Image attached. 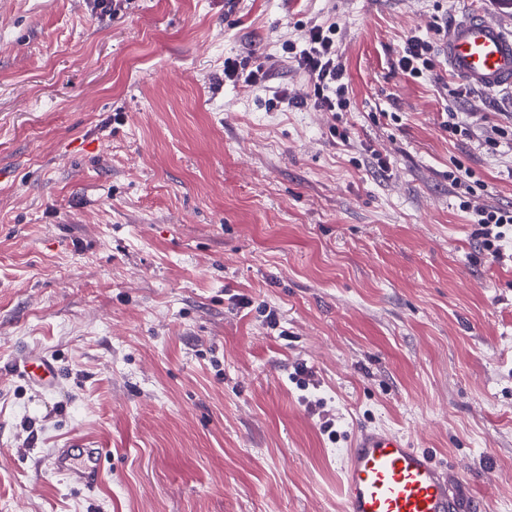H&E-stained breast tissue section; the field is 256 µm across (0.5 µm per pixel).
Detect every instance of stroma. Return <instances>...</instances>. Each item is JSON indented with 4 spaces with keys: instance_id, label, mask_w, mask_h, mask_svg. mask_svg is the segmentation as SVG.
I'll use <instances>...</instances> for the list:
<instances>
[{
    "instance_id": "obj_1",
    "label": "stroma",
    "mask_w": 512,
    "mask_h": 512,
    "mask_svg": "<svg viewBox=\"0 0 512 512\" xmlns=\"http://www.w3.org/2000/svg\"><path fill=\"white\" fill-rule=\"evenodd\" d=\"M477 8L512 30L501 0H0V367L60 365L0 374V512H343L363 428L512 512V230L491 258L448 178L512 208V144L483 145L512 86L397 66ZM327 19L348 110H268ZM76 442L94 488L51 469ZM224 77L233 82L241 81L246 86L264 85L269 80V70L260 64L245 75L243 72L240 74L236 65L227 59L224 61ZM9 373L47 389L60 377L57 361L52 356L34 350H20L11 359Z\"/></svg>"
}]
</instances>
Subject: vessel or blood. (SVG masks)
I'll return each mask as SVG.
<instances>
[{"label":"vessel or blood","mask_w":512,"mask_h":512,"mask_svg":"<svg viewBox=\"0 0 512 512\" xmlns=\"http://www.w3.org/2000/svg\"><path fill=\"white\" fill-rule=\"evenodd\" d=\"M449 75L484 89L512 84V31L490 13L477 10L455 18L442 40ZM10 374L42 388L60 377L57 361L34 350L18 351ZM102 448L55 449L54 471L87 488L99 479ZM456 475L404 435L383 429L359 430L346 450L341 489L344 512H486L483 504L462 505Z\"/></svg>","instance_id":"vessel-or-blood-1"}]
</instances>
